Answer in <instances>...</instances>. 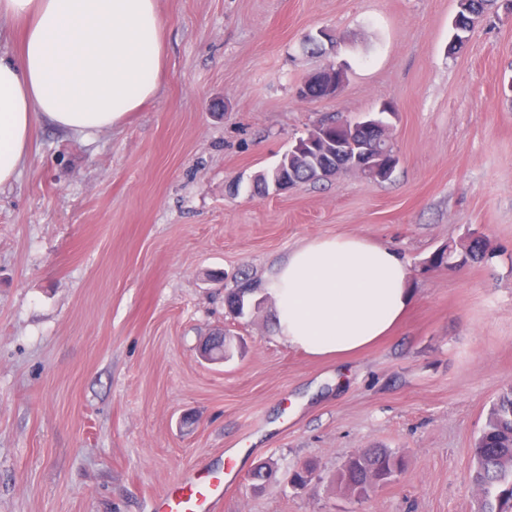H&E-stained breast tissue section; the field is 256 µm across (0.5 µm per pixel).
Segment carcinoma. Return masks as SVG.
Here are the masks:
<instances>
[{
  "instance_id": "obj_1",
  "label": "carcinoma",
  "mask_w": 512,
  "mask_h": 512,
  "mask_svg": "<svg viewBox=\"0 0 512 512\" xmlns=\"http://www.w3.org/2000/svg\"><path fill=\"white\" fill-rule=\"evenodd\" d=\"M495 0H460L456 14L450 50L462 47L468 33L477 19L483 17L493 6ZM329 134L336 140L359 150L369 148L370 158H380L385 147L365 141L362 122L355 124L340 117L324 121ZM322 159L312 160L292 155L288 159L287 179L293 183L317 181V165ZM493 257L488 242L481 238L471 240L464 251L448 247L433 257L436 264L481 263ZM252 288L249 279L236 281V286L226 296L228 308L234 316L240 318L250 307L248 295ZM474 468L472 483L482 493L481 512H508L512 509V386L504 389L492 402L485 424L476 438L473 448ZM405 468L404 458L386 448H372L350 456L340 473V483L347 491L358 498L367 497L366 483L374 479L381 484Z\"/></svg>"
}]
</instances>
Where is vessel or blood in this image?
I'll return each instance as SVG.
<instances>
[{
  "label": "vessel or blood",
  "mask_w": 512,
  "mask_h": 512,
  "mask_svg": "<svg viewBox=\"0 0 512 512\" xmlns=\"http://www.w3.org/2000/svg\"><path fill=\"white\" fill-rule=\"evenodd\" d=\"M231 481L227 469L192 470L176 487L152 502L151 512H217Z\"/></svg>",
  "instance_id": "b4317fda"
}]
</instances>
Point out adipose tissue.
<instances>
[{
	"label": "adipose tissue",
	"mask_w": 512,
	"mask_h": 512,
	"mask_svg": "<svg viewBox=\"0 0 512 512\" xmlns=\"http://www.w3.org/2000/svg\"><path fill=\"white\" fill-rule=\"evenodd\" d=\"M22 27L0 52V189L24 166L42 122L87 139L121 126L160 88L166 24L157 0H0ZM289 347L341 359L385 336L413 303L397 250L355 235L289 252L266 285Z\"/></svg>",
	"instance_id": "1"
}]
</instances>
